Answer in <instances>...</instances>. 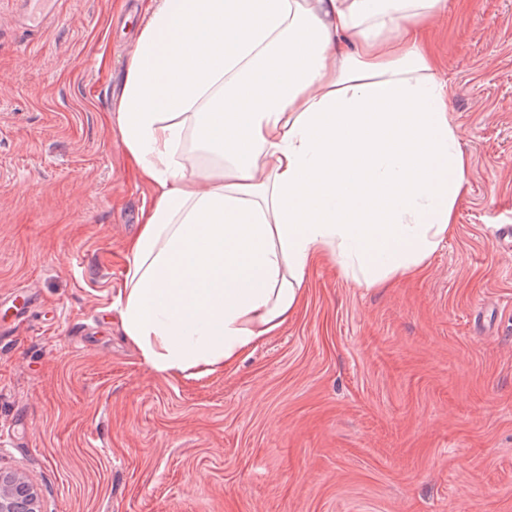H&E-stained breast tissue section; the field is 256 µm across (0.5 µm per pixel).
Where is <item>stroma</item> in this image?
Returning <instances> with one entry per match:
<instances>
[{
	"instance_id": "obj_1",
	"label": "stroma",
	"mask_w": 512,
	"mask_h": 512,
	"mask_svg": "<svg viewBox=\"0 0 512 512\" xmlns=\"http://www.w3.org/2000/svg\"><path fill=\"white\" fill-rule=\"evenodd\" d=\"M145 5L59 0L31 33L0 0V469L40 512H512V0H448L423 34L471 159L425 268L364 288L320 260L202 378L120 326L153 191L110 114Z\"/></svg>"
}]
</instances>
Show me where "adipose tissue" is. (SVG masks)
I'll use <instances>...</instances> for the list:
<instances>
[{"label":"adipose tissue","instance_id":"ef3b65f1","mask_svg":"<svg viewBox=\"0 0 512 512\" xmlns=\"http://www.w3.org/2000/svg\"><path fill=\"white\" fill-rule=\"evenodd\" d=\"M448 0H150L112 114L155 188L127 245L121 327L166 377L233 367L315 260L416 274L470 160L422 44Z\"/></svg>","mask_w":512,"mask_h":512}]
</instances>
